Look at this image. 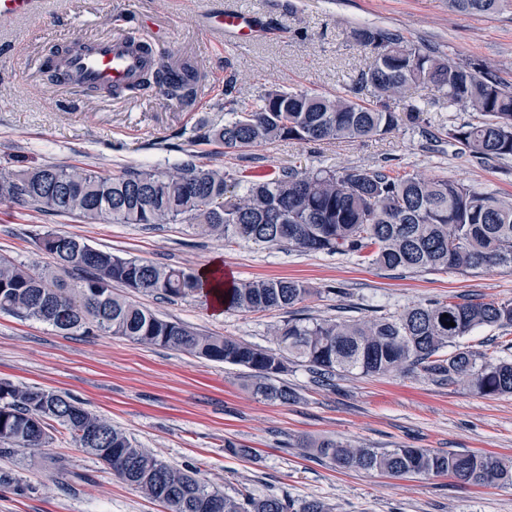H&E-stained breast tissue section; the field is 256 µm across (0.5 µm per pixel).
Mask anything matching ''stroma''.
Returning <instances> with one entry per match:
<instances>
[{
    "mask_svg": "<svg viewBox=\"0 0 512 512\" xmlns=\"http://www.w3.org/2000/svg\"><path fill=\"white\" fill-rule=\"evenodd\" d=\"M256 13L266 38L242 46L200 27L212 9ZM45 19L0 22V172L22 166H78L103 175L165 167L187 155L233 176L265 178L279 168L385 167L420 177H448L512 195V158L481 161L448 140L449 128L477 120L449 107L436 89H418L422 120L383 137L345 142L280 140L225 152L202 130L223 126L232 109L224 71L233 66L242 98L284 88L327 96L354 94L368 54L350 37L377 26L460 62H481L512 83V9L471 15L448 0H39ZM166 66L193 65V101L153 92L113 98L59 88L39 67L49 49L73 37L116 33L154 40ZM69 234L121 257L201 269L220 260L235 282L275 277L307 281L315 292L294 308L261 313L213 310L196 295L175 303L152 294L132 301L198 331L273 348L275 325L291 318L372 320L412 305L475 295L512 300V267L414 272L361 263L352 255L261 248L201 235L191 224H84L0 200V255L31 270L50 258L44 232ZM0 378L62 390L122 429L163 461L197 470L225 492L320 498L335 512H512V487H461L447 477L341 473L302 449L333 438L373 448L410 446L512 457V395L487 397L462 382L395 372L350 375L333 386L291 363L281 382L297 394L281 405L250 389V372L116 336H69L49 324L0 312ZM253 448L242 458L225 440ZM0 512H167L76 448L64 431L42 451L0 456Z\"/></svg>",
    "mask_w": 512,
    "mask_h": 512,
    "instance_id": "35a3bbf8",
    "label": "stroma"
}]
</instances>
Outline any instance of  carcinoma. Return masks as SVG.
Instances as JSON below:
<instances>
[{"mask_svg": "<svg viewBox=\"0 0 512 512\" xmlns=\"http://www.w3.org/2000/svg\"><path fill=\"white\" fill-rule=\"evenodd\" d=\"M468 14H497L512 0H448ZM352 37L370 55L357 84L374 100L272 89L233 111L206 141L240 150L279 140L319 142L383 136L418 118L417 88H434L448 106L481 119L457 125L448 136L476 159L512 157V84L487 66L456 63L388 30L363 26ZM167 85V96L192 99L196 70L144 68L135 92ZM224 96L239 101L237 74L225 65ZM398 97L405 111L384 99ZM17 201L92 224H194L227 242L309 253L351 254L386 269L463 272L484 265L512 267V198L485 193L447 178L391 175L383 168L299 171L283 167L265 180L237 178L189 158L160 168L123 169L112 175L44 165L0 172V200ZM52 265L38 274L0 256V312L48 323L72 336H119L186 352L251 371L250 387L265 401L288 404L294 391L275 376L300 363L321 375L385 376L407 369L460 380L485 396L512 394V360L497 349L464 342L479 328L512 327V301L460 295L407 307L372 321L292 318L273 329L278 349L202 334L162 319L114 291L155 294L171 302L201 291L190 267L122 258L71 235L39 237ZM224 309L240 313L291 309L314 289L292 278L262 279L224 289ZM455 326H449V323ZM49 404L39 421L36 405ZM75 447L95 456L132 488L163 503L168 512H331L319 498L256 497L242 488L230 495L167 464L122 430L91 413L67 392L0 379V454L47 448L51 423ZM95 432L89 441L88 432ZM308 447L340 472H376L391 478L448 476L463 485L512 486V459L491 453L458 454L399 446L367 448L322 439Z\"/></svg>", "mask_w": 512, "mask_h": 512, "instance_id": "obj_1", "label": "carcinoma"}]
</instances>
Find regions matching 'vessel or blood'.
I'll return each instance as SVG.
<instances>
[{"label":"vessel or blood","mask_w":512,"mask_h":512,"mask_svg":"<svg viewBox=\"0 0 512 512\" xmlns=\"http://www.w3.org/2000/svg\"><path fill=\"white\" fill-rule=\"evenodd\" d=\"M36 0H0V19L27 18L35 13ZM206 32L232 34L237 42L248 43L263 34L258 17L241 11L219 10L207 15L202 24ZM161 66L159 54L144 55L123 35L115 34L87 42L85 49L74 50L54 59L60 84L80 79L84 85L122 90L134 81L144 64Z\"/></svg>","instance_id":"1"}]
</instances>
